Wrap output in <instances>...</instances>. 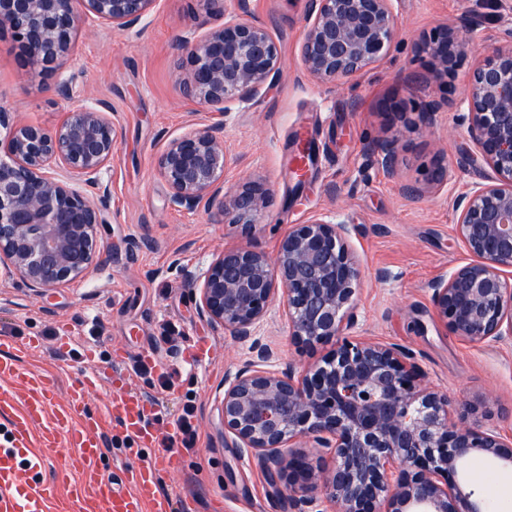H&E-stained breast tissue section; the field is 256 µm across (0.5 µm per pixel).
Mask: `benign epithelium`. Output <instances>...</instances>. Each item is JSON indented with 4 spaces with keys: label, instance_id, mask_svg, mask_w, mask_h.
<instances>
[{
    "label": "benign epithelium",
    "instance_id": "benign-epithelium-1",
    "mask_svg": "<svg viewBox=\"0 0 512 512\" xmlns=\"http://www.w3.org/2000/svg\"><path fill=\"white\" fill-rule=\"evenodd\" d=\"M198 29L179 46L188 70L183 95L227 117L249 108L281 75L279 42L248 14L246 0H200ZM400 0H309L299 45L306 72L324 84L351 80L385 59L396 42ZM157 0H0V36L53 81L66 103L52 130L21 120L0 102V277L43 295L104 263L100 226L109 223L105 174L118 129L111 105L81 94L74 33L85 15L127 30ZM224 23L214 26L211 16ZM492 43L466 76L454 121L476 152L463 161L490 174L450 191L454 236L474 260L429 285L432 316L450 334L487 346L512 345V13L487 31L469 12L417 44L428 78L448 85L460 65V37ZM448 97L396 107L401 122L431 125ZM224 122L172 139L156 158L174 210L203 211L250 233L268 200L262 184L224 187ZM370 163L397 172V140L374 138ZM348 223L332 212L293 224L275 260L252 246L217 253L201 272L175 260L199 291V318L246 348L224 373L218 408L224 441L253 458L284 512H486L463 476L484 458L512 469V437L484 425L485 401L456 400L426 381L421 355L359 334L360 260ZM288 336L316 360H279L259 334L277 299Z\"/></svg>",
    "mask_w": 512,
    "mask_h": 512
}]
</instances>
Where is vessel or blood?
I'll return each instance as SVG.
<instances>
[{
  "mask_svg": "<svg viewBox=\"0 0 512 512\" xmlns=\"http://www.w3.org/2000/svg\"><path fill=\"white\" fill-rule=\"evenodd\" d=\"M35 349V343L13 341L0 351V416L8 420L0 436V512H173L170 498L158 491L171 456L120 468L114 478L99 472L101 420L84 417L83 410L101 381L100 371L82 375L64 403H57L53 383L21 358ZM114 381L121 386L112 403L115 419L137 442H153L154 404L128 391L126 375H115ZM60 447L71 451L61 482L39 481L47 450Z\"/></svg>",
  "mask_w": 512,
  "mask_h": 512,
  "instance_id": "1",
  "label": "vessel or blood"
}]
</instances>
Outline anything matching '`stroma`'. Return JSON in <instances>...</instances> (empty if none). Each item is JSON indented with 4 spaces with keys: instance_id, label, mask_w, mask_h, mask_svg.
I'll return each instance as SVG.
<instances>
[{
    "instance_id": "35a3bbf8",
    "label": "stroma",
    "mask_w": 512,
    "mask_h": 512,
    "mask_svg": "<svg viewBox=\"0 0 512 512\" xmlns=\"http://www.w3.org/2000/svg\"><path fill=\"white\" fill-rule=\"evenodd\" d=\"M248 3L252 16L278 36L283 59L277 84L224 120L234 158L227 186L260 181L271 191L252 234L167 205L168 188L155 171L158 154L171 139L216 117L180 89L179 38L197 28L200 0H158L146 26L122 30L89 20L74 38L84 93L111 105L119 132L107 172L109 222L101 228L108 261L46 295L18 279L0 283V336L37 340L27 362L54 381L57 400H64L82 372L117 364L133 391L158 404L152 446L133 445L115 420L107 421L98 468L110 475L116 465L170 449L177 464L159 489L176 512L278 510L259 468L225 446L216 410L225 371L246 351L200 321L198 299L172 259L181 257L198 270L224 248L248 244L272 257L288 226L316 211L340 215L353 230L351 246L362 265L358 316L364 333L419 352L432 383L462 405L486 399L488 425L512 436V346L475 345L447 334L429 303L430 283L470 260L453 234L448 193L479 178L477 167L460 163L472 144L452 112L442 113L433 126L410 127L384 110L391 100L459 98L472 55L463 57L448 86L419 84L415 78L427 67L418 42L471 10L495 24L512 9V0H401L396 48L356 81L336 85L316 82L303 70L299 44L308 0ZM0 101L48 129L63 117L52 85L27 66L7 36H0ZM379 136L397 141L395 177L368 163V145ZM300 142L311 148L302 175L294 161ZM439 161L448 169L442 184L430 178ZM405 184L416 187L418 196L403 195ZM145 236L156 240L155 248L137 247ZM381 270L389 280H378ZM186 416L199 435L193 445L175 430Z\"/></svg>"
}]
</instances>
